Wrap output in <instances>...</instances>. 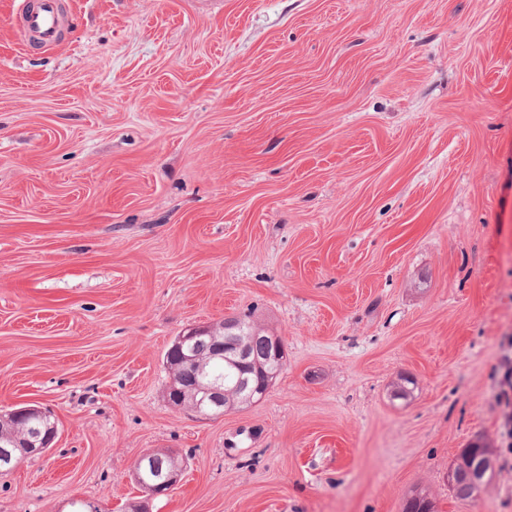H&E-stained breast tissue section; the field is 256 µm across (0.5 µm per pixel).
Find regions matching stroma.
<instances>
[{"label":"stroma","instance_id":"35a3bbf8","mask_svg":"<svg viewBox=\"0 0 512 512\" xmlns=\"http://www.w3.org/2000/svg\"><path fill=\"white\" fill-rule=\"evenodd\" d=\"M19 4L0 414L57 435L0 512H512V0H67L48 50ZM246 314L284 343L267 393L175 408L176 337ZM478 435L494 477L461 502ZM148 451L186 462L154 499ZM493 455L494 450L485 437L477 436L471 440L448 469V491L460 501L474 500L490 484L494 471L488 479L477 482L472 481L469 474L475 461L484 460L488 463L492 461ZM487 463L481 467L477 476L471 475L473 479L479 480L484 475Z\"/></svg>","mask_w":512,"mask_h":512}]
</instances>
